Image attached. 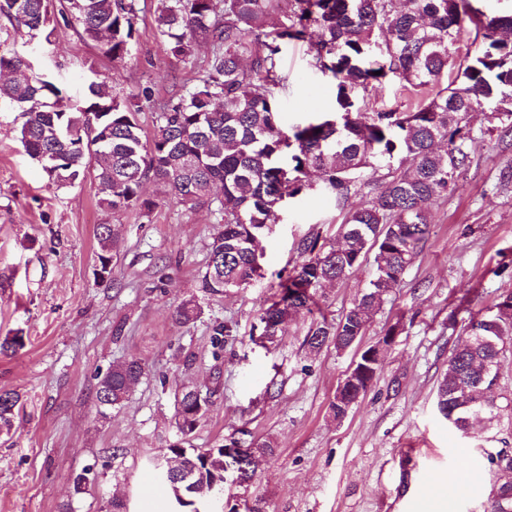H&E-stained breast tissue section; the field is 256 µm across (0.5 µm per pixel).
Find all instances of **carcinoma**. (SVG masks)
I'll return each instance as SVG.
<instances>
[{"label":"carcinoma","mask_w":512,"mask_h":512,"mask_svg":"<svg viewBox=\"0 0 512 512\" xmlns=\"http://www.w3.org/2000/svg\"><path fill=\"white\" fill-rule=\"evenodd\" d=\"M154 2L157 31L172 55L193 60L202 45L210 55L183 93L162 103L153 133L143 132L139 102L114 95L107 78L90 81L79 104L47 79L0 80V102L11 104L22 119L25 151L34 159H53L43 170L58 187L97 181L99 206L107 211L150 212L156 203L143 194V183L154 179L164 183L171 201L218 214L201 277L203 291L214 296L264 277L266 230L284 198L314 188L312 175L339 201L359 185H375L372 197L345 215L341 248L299 244L301 261L280 279L260 316L261 335L272 337L295 317L312 316L308 348L345 349L365 335L370 314L428 236L425 205L456 189L469 162L470 112L484 108L490 121L512 132V11L488 15L473 0ZM59 12L116 61L130 50L142 7L141 0H60ZM0 17L22 37L43 32L48 40L54 33L49 0H0ZM466 25L481 35L483 49L457 63L449 47ZM299 42L308 45L310 66L334 82L336 109L286 128L282 52ZM453 70L454 79L440 86L442 73ZM394 79L423 94L414 109L381 112L358 105L359 93ZM119 238L118 225H97L103 282L112 279L111 251ZM370 254L374 272L368 288L340 320L328 319L319 304L323 287L344 279ZM200 313L188 299L174 318L188 324ZM462 332L448 356L436 406L456 430L474 433L499 421L501 406L481 392L493 391L505 344L512 343V292L469 312ZM232 338L231 325L213 324L214 348ZM145 372L138 359L112 365L98 379L97 404L121 406ZM176 405L179 430L189 436L209 400L185 389ZM19 408L18 394L0 392V431L9 430ZM224 448H170L182 456L179 474L157 464L176 512H184L186 498L201 502L222 493L226 465L242 482L254 479L248 457L226 458ZM490 512H512V479L494 487Z\"/></svg>","instance_id":"cac0c4a2"}]
</instances>
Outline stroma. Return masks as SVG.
<instances>
[{"label":"stroma","instance_id":"35a3bbf8","mask_svg":"<svg viewBox=\"0 0 512 512\" xmlns=\"http://www.w3.org/2000/svg\"><path fill=\"white\" fill-rule=\"evenodd\" d=\"M51 39L26 40L0 18V53H19L32 75L51 76L73 97L90 77L112 80L119 98H133L145 132L158 105L194 75L190 61L162 43L153 9L141 13L124 59L113 61L84 41L76 24L56 18ZM288 94L285 125L336 107L333 86L311 69L307 47H289L283 60ZM470 165L458 188L430 205V232L399 284L371 317L364 343L397 326L377 376L343 419L329 403L354 349L310 351L312 322L290 321L275 346L251 339L274 292L277 274L298 260L300 240L329 247L340 240L349 208L372 197L373 186L345 203L310 191L276 212L265 236L264 280L221 296L202 291L217 216L166 198L160 184L144 186L156 208L103 211L93 181L59 188L18 140L21 119L0 103V339L22 335L16 354L0 355V390L20 394L22 406L9 434L0 435V512H109L120 496L127 512H170L166 495L147 496L145 476L173 445L207 449L225 438L242 444L275 442L254 480L227 483L237 505L262 497L268 512H487L496 476L488 455L512 452V407L497 427L461 436L436 408V391L458 335L449 318L466 320L461 297L486 308L512 292V133L490 130L486 113L469 120ZM120 224L112 281L95 276V228ZM371 261L327 286L328 316L341 317L369 285ZM195 299L200 317L176 323L174 309ZM231 323L234 340L217 351L213 323ZM141 360L147 373L122 407L99 410L97 378L113 363ZM274 385L275 396L265 388ZM189 386L207 394L209 411L189 439L175 419V395ZM84 474V490L74 479ZM461 480L447 503L422 508L423 488Z\"/></svg>","mask_w":512,"mask_h":512}]
</instances>
